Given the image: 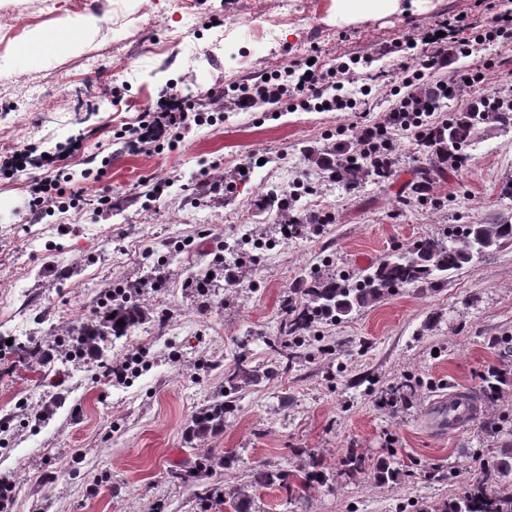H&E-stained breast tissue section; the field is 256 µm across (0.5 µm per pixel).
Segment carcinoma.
Instances as JSON below:
<instances>
[{
  "label": "carcinoma",
  "instance_id": "1",
  "mask_svg": "<svg viewBox=\"0 0 512 512\" xmlns=\"http://www.w3.org/2000/svg\"><path fill=\"white\" fill-rule=\"evenodd\" d=\"M493 119L502 125L512 123V114L507 112H460L448 125L439 128L434 146L442 153L452 144L462 147L474 134L477 125ZM336 181L355 185L370 177L380 178L379 171L356 166L337 158L328 167ZM435 169L422 172L420 180L410 189L411 196L421 198L434 183ZM512 241V222L495 218L487 224H469L459 233L443 239H422L400 253L380 262L369 273L356 281L342 277L323 275L318 271L299 280L292 288L293 297L285 307L286 318L282 327L283 338L269 343V347L280 361L290 364L295 358L288 339H297L309 333L315 325L333 323L357 308L366 307L404 286L420 284L435 286L441 276L471 263L496 247ZM137 286L130 285L126 292L116 294L115 300L105 310L103 326L88 324L80 332L77 352L97 350L98 343L107 336L120 338L143 322L146 318L142 307L128 298L134 297ZM123 324H118V320ZM275 373L272 366L260 371L237 366L224 372V400L200 410L192 419L189 438L205 440L224 431V419L235 402L239 389L257 384ZM507 369H492L485 376L484 396L493 403L502 393ZM342 471L349 478L367 472L366 458L351 448L341 460ZM398 472L391 462L381 460L373 468V478L379 484L396 480ZM512 480V449L492 462L483 465L481 475L467 484L460 496L448 501L439 512H512V491L502 489ZM326 477L320 462L313 456L304 468L294 472L270 471L262 465L252 470L250 485L254 488L276 485L284 491L285 505L298 504L311 491L325 484ZM195 495L210 509H221L226 500L219 498V490L203 487Z\"/></svg>",
  "mask_w": 512,
  "mask_h": 512
}]
</instances>
